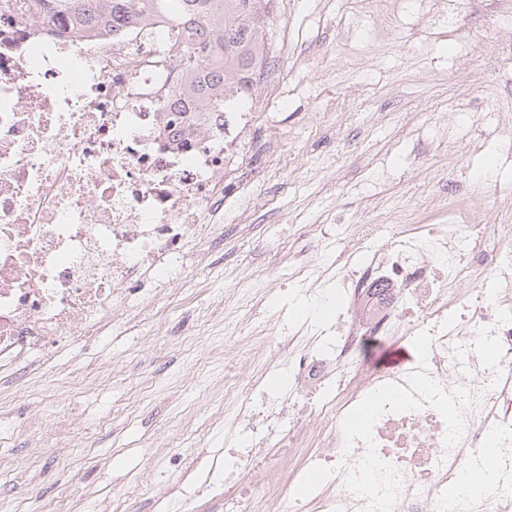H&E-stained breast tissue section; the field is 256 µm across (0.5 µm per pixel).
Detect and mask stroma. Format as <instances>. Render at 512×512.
I'll use <instances>...</instances> for the list:
<instances>
[{"label":"stroma","instance_id":"stroma-1","mask_svg":"<svg viewBox=\"0 0 512 512\" xmlns=\"http://www.w3.org/2000/svg\"><path fill=\"white\" fill-rule=\"evenodd\" d=\"M274 0L278 79L224 188L213 233L170 287L138 284L123 315L31 373L36 404L0 409V512H222L224 364L247 377L230 322L269 342L306 295L291 242L332 262L342 224L512 223V0ZM267 268L260 289L250 286ZM37 452H30V444Z\"/></svg>","mask_w":512,"mask_h":512}]
</instances>
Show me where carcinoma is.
I'll use <instances>...</instances> for the list:
<instances>
[{"mask_svg": "<svg viewBox=\"0 0 512 512\" xmlns=\"http://www.w3.org/2000/svg\"><path fill=\"white\" fill-rule=\"evenodd\" d=\"M36 0L44 16L67 18L85 33L112 31L127 22L147 23L164 14L177 23H196L207 38L184 50L189 74L181 94L188 103L231 110L244 104L250 77L265 59L267 48L257 30L268 16L269 0ZM209 113L175 112L168 122L181 138L195 137Z\"/></svg>", "mask_w": 512, "mask_h": 512, "instance_id": "obj_1", "label": "carcinoma"}]
</instances>
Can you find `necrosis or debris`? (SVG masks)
Masks as SVG:
<instances>
[{
    "mask_svg": "<svg viewBox=\"0 0 512 512\" xmlns=\"http://www.w3.org/2000/svg\"><path fill=\"white\" fill-rule=\"evenodd\" d=\"M34 0H0V377L53 376L128 304L133 283L172 282L190 238L224 208V169L252 110L212 114L192 140L162 125L178 106L181 53L199 31L157 17L119 34L55 33ZM348 224L333 268L298 262L318 322L236 328L256 362L226 377L224 415L262 448L288 433V476L224 498V512H512V224ZM417 355L375 370L371 336ZM288 385L246 402L276 361ZM310 390L307 403L296 400ZM494 450L490 487L468 486Z\"/></svg>",
    "mask_w": 512,
    "mask_h": 512,
    "instance_id": "necrosis-or-debris-1",
    "label": "necrosis or debris"
}]
</instances>
